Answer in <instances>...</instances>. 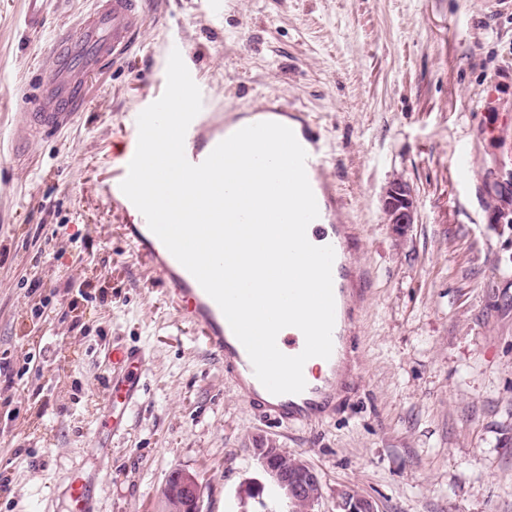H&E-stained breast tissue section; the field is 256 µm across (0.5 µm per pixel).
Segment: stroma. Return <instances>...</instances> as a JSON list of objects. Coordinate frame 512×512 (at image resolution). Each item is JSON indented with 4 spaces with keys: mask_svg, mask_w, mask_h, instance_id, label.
<instances>
[{
    "mask_svg": "<svg viewBox=\"0 0 512 512\" xmlns=\"http://www.w3.org/2000/svg\"><path fill=\"white\" fill-rule=\"evenodd\" d=\"M97 0H0V512H68L66 479L100 471L95 512H167L196 474L204 512H254L268 439L318 474L315 512L348 491L376 512H512V6L504 0H143L125 60L89 74L83 108L32 134L22 93ZM186 45L206 112H306L359 234L372 286L356 376L309 426L255 412L181 322L112 206L123 115L166 86ZM471 161L468 176L456 166ZM395 181L414 222L388 224ZM148 360L124 434L108 433L113 348ZM107 442V451L95 440ZM165 492L172 503L174 512H202L203 493L198 477L188 471L173 472L165 486ZM172 503L169 509H172Z\"/></svg>",
    "mask_w": 512,
    "mask_h": 512,
    "instance_id": "obj_1",
    "label": "stroma"
}]
</instances>
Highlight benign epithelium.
I'll return each mask as SVG.
<instances>
[{
	"label": "benign epithelium",
	"instance_id": "benign-epithelium-1",
	"mask_svg": "<svg viewBox=\"0 0 512 512\" xmlns=\"http://www.w3.org/2000/svg\"><path fill=\"white\" fill-rule=\"evenodd\" d=\"M384 212L393 228L402 230L414 221V202L410 188L403 182H393L386 190ZM261 468L262 478L253 482L248 495L258 499L260 512H274L267 508L264 492L293 507L294 512H313L322 497L318 474L305 461L294 457L270 440H260L252 449ZM176 512H203L202 485L198 477L188 471L173 472L165 486ZM340 512H375L369 499L357 495L343 497L338 502Z\"/></svg>",
	"mask_w": 512,
	"mask_h": 512
}]
</instances>
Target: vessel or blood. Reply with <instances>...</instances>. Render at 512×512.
<instances>
[{
    "label": "vessel or blood",
    "instance_id": "obj_1",
    "mask_svg": "<svg viewBox=\"0 0 512 512\" xmlns=\"http://www.w3.org/2000/svg\"><path fill=\"white\" fill-rule=\"evenodd\" d=\"M142 22L140 0H104L100 10L84 20L75 34L62 37L53 49L51 64L44 78L26 99L28 126L47 133L62 125L83 103L85 78L90 68L122 60ZM276 117V111L267 107L231 118L219 112L199 113L185 136V156L190 163H201L219 142L234 132ZM290 119L298 142L307 152L306 174L319 209L318 218L311 223L313 237L321 245L332 246L335 252L332 268L335 299L333 350L330 358L323 362V375L307 379L302 393H270L256 378L245 348L234 335L220 307L148 225L143 223L130 227L129 235L134 247L147 258L157 275L178 319L201 331L203 342L223 358L225 375L245 398L278 422L307 426L323 420L330 411L351 348V303L369 290L371 279L353 259V252L358 246L357 235L339 221L336 192L327 173L330 153L325 140L306 113H291ZM134 154V149H127L112 166V203L121 210L128 209L130 205L120 184L127 175L128 164ZM144 363L143 349L120 348L114 353L108 395L110 404L120 406L121 411L112 418L113 432L125 429L127 414L139 401ZM94 480V475L86 472L70 477L67 500L73 504L74 512H93L90 485Z\"/></svg>",
    "mask_w": 512,
    "mask_h": 512
}]
</instances>
